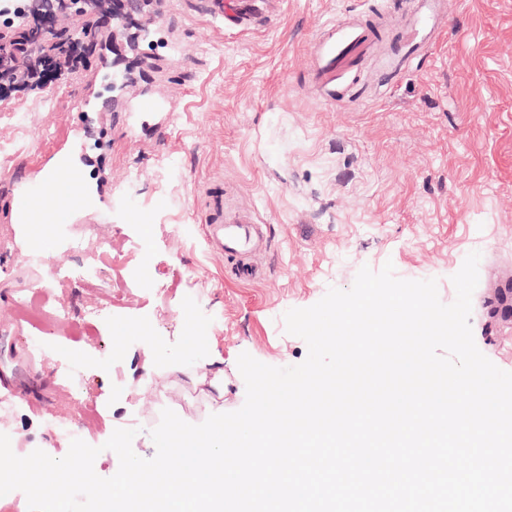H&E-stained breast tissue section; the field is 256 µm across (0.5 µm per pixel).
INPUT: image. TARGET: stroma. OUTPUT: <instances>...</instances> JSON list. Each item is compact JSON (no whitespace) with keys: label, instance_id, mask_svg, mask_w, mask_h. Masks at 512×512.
<instances>
[{"label":"stroma","instance_id":"35a3bbf8","mask_svg":"<svg viewBox=\"0 0 512 512\" xmlns=\"http://www.w3.org/2000/svg\"><path fill=\"white\" fill-rule=\"evenodd\" d=\"M250 13L245 25L221 19L210 0H152L137 24L158 14L159 48L146 49L135 26L116 31L85 66L34 96L0 97V323L11 299L52 278L55 300L75 316L95 291L63 279L70 253L53 238L42 247L49 267L26 263L29 239L8 214L16 194L46 191V176L74 169L82 203L67 224L92 244L123 250L140 243L128 267L142 271L123 305L91 336H56L55 352L27 371L18 394L0 389V423L13 452L64 457L69 444L53 416L74 421L93 402L101 421L92 440L96 474L112 477L117 455L104 444L133 428L134 452L154 457L151 431L163 409L198 425L245 401L241 353L276 367L302 363L305 341L288 334L284 314L317 303L329 288L350 289L361 267L392 262L397 277L433 278L443 303L451 278L473 251L481 255L470 324L478 349L512 372V320L489 333L481 305L512 280V0H446L444 28L420 61L394 83L379 82L375 58L356 81L337 88L312 80L315 39L380 11L400 32L417 0H222ZM176 42L180 58L165 43ZM129 68L145 99L161 111L79 109L102 58ZM136 126L127 136L125 124ZM87 124L88 136L75 127ZM228 210H247L270 240L261 281L226 278L225 262L204 234L207 192ZM198 318L203 345L189 348L186 315ZM81 369L86 398L69 393L68 364ZM224 372V389L203 381Z\"/></svg>","mask_w":512,"mask_h":512}]
</instances>
